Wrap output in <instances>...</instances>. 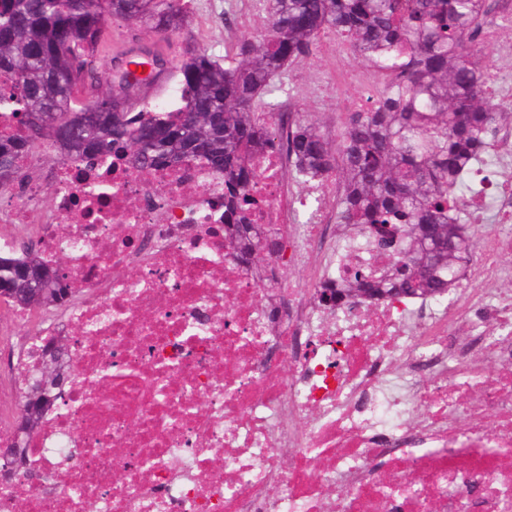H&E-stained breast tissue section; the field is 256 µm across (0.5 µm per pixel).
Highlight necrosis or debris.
Instances as JSON below:
<instances>
[{"instance_id": "4bbe7bcc", "label": "necrosis or debris", "mask_w": 512, "mask_h": 512, "mask_svg": "<svg viewBox=\"0 0 512 512\" xmlns=\"http://www.w3.org/2000/svg\"><path fill=\"white\" fill-rule=\"evenodd\" d=\"M479 34L490 95L512 103V0ZM307 72L313 102L366 80L345 45ZM497 169L465 199L491 225L446 297L322 304L381 263L336 222L342 188L288 181L271 145L254 161L251 223L287 229V263L241 261L224 180L202 160L138 170L122 155L69 157L39 184L0 188V253L31 227L68 297L39 322L0 313V446L14 439L15 371L69 339L72 382L24 438L22 494L0 512H512V120L490 136Z\"/></svg>"}]
</instances>
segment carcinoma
Segmentation results:
<instances>
[{
  "label": "carcinoma",
  "mask_w": 512,
  "mask_h": 512,
  "mask_svg": "<svg viewBox=\"0 0 512 512\" xmlns=\"http://www.w3.org/2000/svg\"><path fill=\"white\" fill-rule=\"evenodd\" d=\"M257 34L230 55L187 45L168 79L181 86L169 107L137 97L108 100L99 71L109 18L148 29L159 42L185 36L184 0H0V173L24 184L18 163L32 151L69 143L56 161L93 160L119 149L139 170L196 159L224 173V221L249 225L245 212L255 148L270 139L282 91L277 78L307 59L327 33L347 40L392 75L367 107L350 113L337 146L300 113L283 151L288 173L310 182L334 171L343 185L339 223L365 230L383 264L359 272L361 288L448 292L458 262L476 241L463 202L488 135L504 112L491 102L489 64L477 43L489 0H263ZM68 114L74 115L70 121ZM46 267L24 252L0 255V278L19 288L17 269Z\"/></svg>",
  "instance_id": "1"
}]
</instances>
